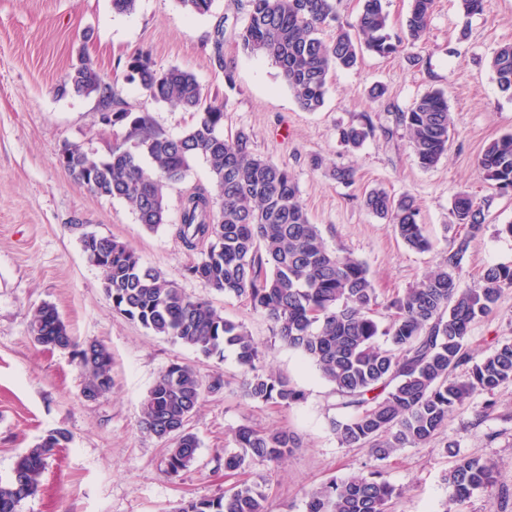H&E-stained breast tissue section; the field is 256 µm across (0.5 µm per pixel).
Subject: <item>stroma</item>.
<instances>
[{
    "label": "stroma",
    "mask_w": 512,
    "mask_h": 512,
    "mask_svg": "<svg viewBox=\"0 0 512 512\" xmlns=\"http://www.w3.org/2000/svg\"><path fill=\"white\" fill-rule=\"evenodd\" d=\"M246 14L247 0H214L204 16L186 13L175 0H138L129 15L113 12L112 0H0V480L10 476L17 456L62 428L72 440L56 449L39 493L22 503L21 512H171L184 499L223 495L238 478L263 479L266 512H306L312 491L377 467L399 492L388 512H512V382L494 394L473 395L432 441L397 449L383 464L369 448L342 445L329 428L330 418L341 414L338 398L316 366L284 345L246 300L211 291L189 272L202 254L183 247L175 226L188 190L217 192L205 160L194 159L185 178L169 188V222L149 231L130 204L94 195L60 166L63 146L104 156L122 129L101 122L96 97L55 92L69 65L85 54L120 106L150 113L175 136L190 126L191 113L148 99L125 80L124 64L146 50L157 67L191 71L209 98L224 104L225 129L244 130L255 153L288 166L326 247L364 262L378 294L374 317L383 323L387 301L419 285L466 236L452 214L459 193L493 200L462 259V286L481 288L488 267L512 265V237L501 232L512 223V196L500 194L477 167L484 147L512 132V99L500 92L489 67L493 52L512 43V0H491L486 12L467 20L459 0H435L426 40L415 49L418 64L402 52L363 53L355 68L330 73L325 102L314 112L298 105L269 59L238 46L237 27ZM220 21L224 59L234 69L231 87L212 60ZM377 85L386 94L375 100L370 91ZM431 89L445 91L453 127L447 155L425 169L395 114ZM366 116L373 135L361 148L348 149L339 129ZM348 166L356 171L354 182L336 181L333 168ZM374 188L417 199L429 251L410 249L365 208L364 197ZM86 233L125 243L186 294L210 300L226 318L243 323L264 352L263 370L288 379L303 400L290 406L247 400L240 390L244 368L232 349L223 358H207L113 311L100 270L83 253ZM45 302L79 341L108 346L109 393L85 400L72 353L32 342L28 320ZM507 340L512 288L472 325V362ZM176 361L204 380L221 377L224 385L205 394L189 422L200 440L197 461L172 477L165 442L142 433L138 420L155 379ZM243 423L289 430L298 446L281 461L228 475L219 459L234 449L233 432ZM459 455L490 462L497 484L455 504L445 477Z\"/></svg>",
    "instance_id": "obj_1"
}]
</instances>
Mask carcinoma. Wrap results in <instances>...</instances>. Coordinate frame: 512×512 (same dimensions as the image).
I'll list each match as a JSON object with an SVG mask.
<instances>
[{"mask_svg":"<svg viewBox=\"0 0 512 512\" xmlns=\"http://www.w3.org/2000/svg\"><path fill=\"white\" fill-rule=\"evenodd\" d=\"M214 0H176L187 13L207 15ZM434 0H411L404 35L388 33L383 0H363L356 35L341 28L331 40L319 36L335 20L333 0H249L237 32L241 49L272 61L295 99L306 111L324 104L327 75L333 67L351 69L362 51L388 56L415 46L426 36ZM214 62L224 82L234 73L224 62V21L215 27ZM499 90L512 98V45L500 47L490 61ZM125 78L150 99L190 112L193 123L179 136L159 128L147 112L112 108V86L85 59L70 65L56 94L94 96L112 111L101 114L105 125L125 129L122 142L105 157L68 145V174L99 197L128 202L140 224L150 231L168 223V188L180 181L190 160L203 157L218 188V199L195 189L182 201L176 233L183 245L202 251L189 268L208 288L245 298L273 324L275 335L318 368L340 397L338 407L352 409L330 421L331 430L347 446H371L383 462L398 448L431 441L448 414L476 392L491 394L512 381V342H504L468 370L467 338L476 319L489 314L503 288L512 286V265L487 268L484 285L462 288L455 279L471 239L481 231L492 200L459 194L453 202L455 222L468 234L416 287L395 297L390 320L382 325L370 316L377 294L366 266L349 254L327 250L317 225L300 202L297 183L284 164L253 152L248 134L224 137V105L208 100L195 75L177 66L157 67L140 51L125 65ZM409 134L415 158L423 168L435 166L448 150L451 117L444 91L426 92L396 115ZM373 133L370 121L340 130L346 146L358 149ZM485 180L512 191V132L492 140L478 158ZM365 207L411 249L432 247L420 224V207L410 194L394 196L370 190ZM88 261L102 274L112 309L156 335L170 337L206 356L236 351L249 377L243 395L251 401L288 406L303 394L288 380L257 366L261 352L238 322L224 318L205 298L186 295L161 271L144 265L124 243L86 234L81 239ZM28 333L34 343L69 350L83 378L82 394L95 400L112 389V353L100 341L81 343L69 332L55 306L43 303L32 313ZM207 383L190 365L173 362L161 372L141 405L140 429L171 443L167 473L177 476L197 459L200 442L188 422ZM70 441L63 429L50 432L20 455L12 476L0 482V512H20L22 502L39 491L40 478L54 450ZM236 450L224 451V470L238 471L275 462L295 447L291 432H261L248 425L234 432ZM451 500L462 502L474 491L494 484L486 461L460 457L446 478ZM396 488L376 469L368 475L333 481L310 497L307 512H387ZM266 495L257 481H243L221 497L188 499L174 512H265Z\"/></svg>","mask_w":512,"mask_h":512,"instance_id":"carcinoma-1","label":"carcinoma"}]
</instances>
